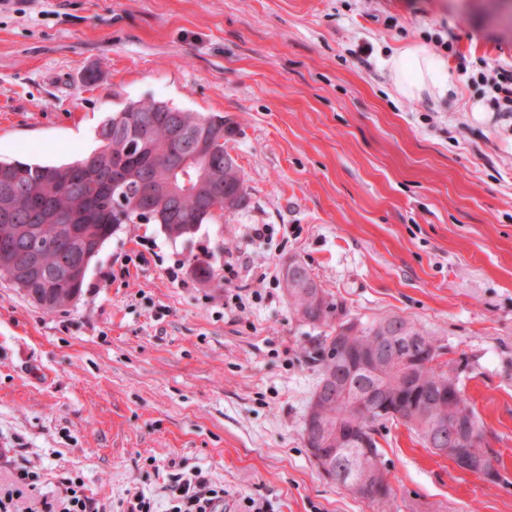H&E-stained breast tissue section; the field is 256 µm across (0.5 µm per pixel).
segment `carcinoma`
Segmentation results:
<instances>
[{"label": "carcinoma", "mask_w": 512, "mask_h": 512, "mask_svg": "<svg viewBox=\"0 0 512 512\" xmlns=\"http://www.w3.org/2000/svg\"><path fill=\"white\" fill-rule=\"evenodd\" d=\"M171 110L177 111L183 123L192 128L199 127L204 118L199 112L171 106L163 101L131 100L121 110L110 112L102 119L97 127L100 131V146L86 158L64 165L0 160V171L7 169L12 172V181L0 180V278L10 280L14 254L32 242L55 247V250L45 253V260L52 267L56 266L58 252L67 254L75 261L91 264L122 224L135 223V202L141 184L153 187L156 201L168 203L170 168L165 163V157L156 152L168 137L166 123L159 120L152 127L151 142L155 150L145 153L139 152L137 148L130 149L128 138H113L112 127L124 124L128 128H135L144 118L165 116ZM188 155L191 167L203 173L207 179L201 190L207 191L211 185L222 183L225 193L238 194L241 201H247V189L242 175L224 171V156L214 153L207 158L194 154L192 149ZM123 159L130 163L129 178L114 189L108 187L98 192L85 185L80 177V172L88 167L109 171L112 162ZM115 195H121L126 200L128 211L124 221L112 213V197ZM196 204L197 198L192 195L178 201V217L181 222L177 225V238H189L200 225L216 222L212 217L197 220ZM288 268L297 283V288L288 290V302L299 320L315 325L327 324L335 316H348L330 298L325 299L321 306L312 305L302 291L303 287L315 282L309 268L299 261L291 262ZM384 325L395 336L409 337L418 354L425 353V346L437 342L435 334L399 315H389L371 323L359 321L360 333L365 337L383 334ZM342 358L343 354L333 353V348L328 345V337H323L314 357V361L319 364V373L338 369ZM417 375L428 388H436L441 381L448 379V372L439 365H433L430 357L418 366ZM355 385L362 392L380 387L390 390L401 387L397 375L390 371L380 375L371 371L360 373L355 377ZM458 403L469 412L468 423L478 434V440L466 450V455L474 460H490L484 443V426L461 389L458 390ZM325 414L331 420L355 426L368 436V447L344 448L335 456L336 485L354 498L375 505L378 512H399L390 473L381 461L378 442L373 439L379 433V427L390 422V419H371L362 411L354 409L348 401L328 405ZM405 425L416 433L422 445H427L429 433L433 431V416L424 414L416 423L407 421ZM366 475L386 483L387 492L383 498H372V489L366 485L360 486L357 492L352 489L353 482L362 480Z\"/></svg>", "instance_id": "carcinoma-1"}]
</instances>
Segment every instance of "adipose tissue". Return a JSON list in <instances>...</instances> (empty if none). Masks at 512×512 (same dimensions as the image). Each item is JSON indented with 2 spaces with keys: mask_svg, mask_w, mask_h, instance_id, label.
<instances>
[{
  "mask_svg": "<svg viewBox=\"0 0 512 512\" xmlns=\"http://www.w3.org/2000/svg\"><path fill=\"white\" fill-rule=\"evenodd\" d=\"M387 66L401 94L420 96L448 88L447 65L421 47H411L392 55Z\"/></svg>",
  "mask_w": 512,
  "mask_h": 512,
  "instance_id": "1",
  "label": "adipose tissue"
}]
</instances>
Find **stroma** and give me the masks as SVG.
I'll use <instances>...</instances> for the list:
<instances>
[{"instance_id": "obj_1", "label": "stroma", "mask_w": 512, "mask_h": 512, "mask_svg": "<svg viewBox=\"0 0 512 512\" xmlns=\"http://www.w3.org/2000/svg\"><path fill=\"white\" fill-rule=\"evenodd\" d=\"M414 46L447 63L444 95L397 91L385 61ZM463 59L512 63V0L0 5V160L87 156L107 113L154 98L231 118L248 188L188 239L122 225L55 313L0 279V484L41 476L19 508L65 477L100 512L134 492L162 504L171 474L200 468L223 484L224 512H375L304 446L330 330L288 305L296 260L352 316L421 323L468 362L462 388L499 477L460 472L387 423L402 512H512V124ZM255 224L271 234L252 241Z\"/></svg>"}]
</instances>
